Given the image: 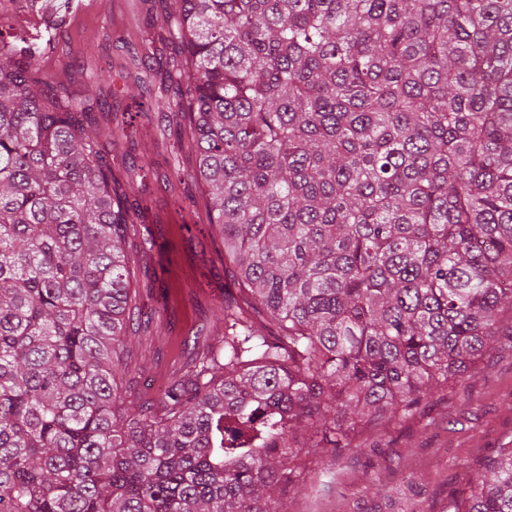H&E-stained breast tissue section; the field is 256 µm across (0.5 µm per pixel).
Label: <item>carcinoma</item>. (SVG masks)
<instances>
[{"mask_svg":"<svg viewBox=\"0 0 512 512\" xmlns=\"http://www.w3.org/2000/svg\"><path fill=\"white\" fill-rule=\"evenodd\" d=\"M224 261L221 345L157 402L120 380L127 227L102 100L0 31V512H283L292 439L350 444L512 343V0H173ZM452 512H512L500 448Z\"/></svg>","mask_w":512,"mask_h":512,"instance_id":"cac0c4a2","label":"carcinoma"}]
</instances>
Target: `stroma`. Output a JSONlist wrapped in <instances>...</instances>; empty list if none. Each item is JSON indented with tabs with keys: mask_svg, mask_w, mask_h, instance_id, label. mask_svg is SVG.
Masks as SVG:
<instances>
[{
	"mask_svg": "<svg viewBox=\"0 0 512 512\" xmlns=\"http://www.w3.org/2000/svg\"><path fill=\"white\" fill-rule=\"evenodd\" d=\"M161 0H71L52 12L31 0H0V30L27 38L57 36L41 67L46 82L72 80L104 98L98 114L113 127L135 111L130 136L105 138L112 180L140 201L128 242L135 260L136 313L128 331L124 385L157 400L223 327L214 316L231 276L224 246L209 227L207 199L195 177L197 154L180 112H136L133 98L158 89L170 51L156 40ZM109 82H101V75ZM294 459V484L278 482L285 512H446L450 496L469 493L471 477L512 440V348L495 344L459 380L437 387L420 411L384 431L366 430L335 452L307 447Z\"/></svg>",
	"mask_w": 512,
	"mask_h": 512,
	"instance_id": "obj_1",
	"label": "stroma"
}]
</instances>
